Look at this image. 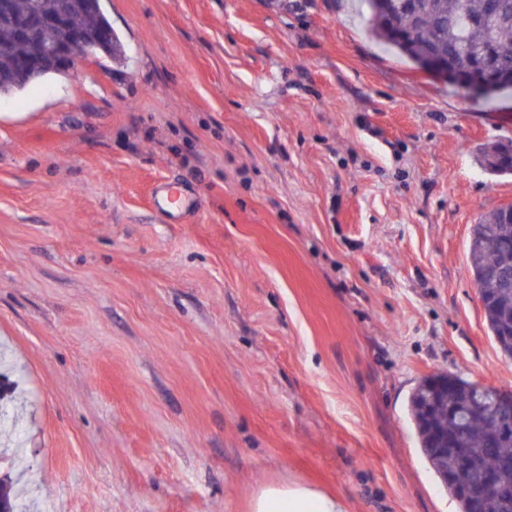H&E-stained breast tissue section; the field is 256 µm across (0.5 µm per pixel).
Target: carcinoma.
Listing matches in <instances>:
<instances>
[{
	"instance_id": "1",
	"label": "carcinoma",
	"mask_w": 512,
	"mask_h": 512,
	"mask_svg": "<svg viewBox=\"0 0 512 512\" xmlns=\"http://www.w3.org/2000/svg\"><path fill=\"white\" fill-rule=\"evenodd\" d=\"M61 0H0V96L19 93L43 78L60 73L45 68L32 72L26 81L13 78L16 63L27 56L28 46L18 38L20 24L31 14L48 16ZM364 0V16L372 35L399 53L416 61L421 55L442 57L448 66L491 85L486 98L512 91V0ZM71 25L85 39L71 44V56L116 58L122 45L100 0H77L71 5ZM485 170L512 174V149L483 151ZM486 236L507 238L508 247L488 246L483 238H470L468 258L478 293L484 295V314L489 331L502 355L512 359V287L501 288L491 273L512 266V223L494 210L479 220ZM430 375L418 382L410 400V412L423 456L440 477L461 512H472L462 491L480 483L490 468L498 470L500 482L512 488V427L503 434L488 412H457L468 407L475 383L445 376L448 388L437 392ZM448 434V452L434 450L438 435Z\"/></svg>"
}]
</instances>
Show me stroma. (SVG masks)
<instances>
[{"label":"stroma","mask_w":512,"mask_h":512,"mask_svg":"<svg viewBox=\"0 0 512 512\" xmlns=\"http://www.w3.org/2000/svg\"><path fill=\"white\" fill-rule=\"evenodd\" d=\"M124 53L0 96V473L23 512H460L408 400L512 392L467 260L487 103L353 0H102ZM193 208L165 221L155 186ZM252 512H347L343 500L300 484L267 485L252 502Z\"/></svg>","instance_id":"stroma-1"}]
</instances>
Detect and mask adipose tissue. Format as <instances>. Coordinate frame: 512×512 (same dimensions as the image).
<instances>
[{
  "instance_id": "adipose-tissue-1",
  "label": "adipose tissue",
  "mask_w": 512,
  "mask_h": 512,
  "mask_svg": "<svg viewBox=\"0 0 512 512\" xmlns=\"http://www.w3.org/2000/svg\"><path fill=\"white\" fill-rule=\"evenodd\" d=\"M252 512H347L343 500L300 484L268 485L259 490Z\"/></svg>"
}]
</instances>
